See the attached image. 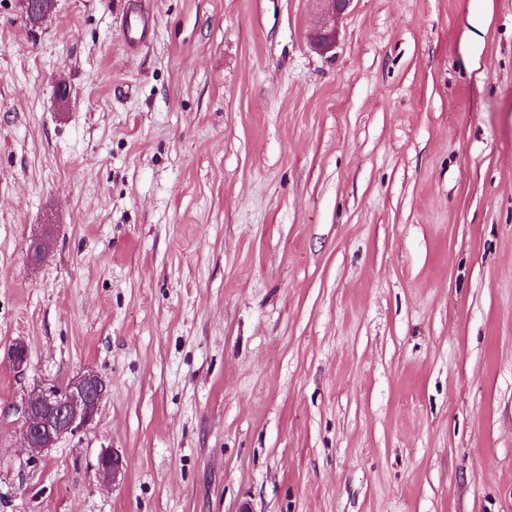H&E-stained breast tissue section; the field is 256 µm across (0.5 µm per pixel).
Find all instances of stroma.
Masks as SVG:
<instances>
[{"mask_svg":"<svg viewBox=\"0 0 512 512\" xmlns=\"http://www.w3.org/2000/svg\"><path fill=\"white\" fill-rule=\"evenodd\" d=\"M131 3L0 0V512H512V0ZM329 3V12L314 38V47L319 51H329L336 43V17L343 14L352 0H325ZM152 21L148 10L130 11L123 17V36L128 48H143L149 43ZM5 361L9 368L18 377L24 376L29 368V351L27 345L21 341H15L7 350ZM107 381L87 368L63 383L37 385L20 408L25 442L42 454L62 438L87 430L108 394Z\"/></svg>","mask_w":512,"mask_h":512,"instance_id":"1","label":"stroma"}]
</instances>
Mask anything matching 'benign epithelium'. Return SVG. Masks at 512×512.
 I'll use <instances>...</instances> for the list:
<instances>
[{
    "instance_id": "7a95c632",
    "label": "benign epithelium",
    "mask_w": 512,
    "mask_h": 512,
    "mask_svg": "<svg viewBox=\"0 0 512 512\" xmlns=\"http://www.w3.org/2000/svg\"><path fill=\"white\" fill-rule=\"evenodd\" d=\"M329 12L314 38L320 51L332 49L336 43V17L343 14L352 0H327ZM5 361L17 376L29 368L27 345L18 340L7 350ZM107 381L94 369L87 368L63 383L36 386L20 408L21 430L28 447L42 454L62 438L87 430L108 394ZM121 457L110 450L98 458V471L107 479H115L122 471Z\"/></svg>"
}]
</instances>
